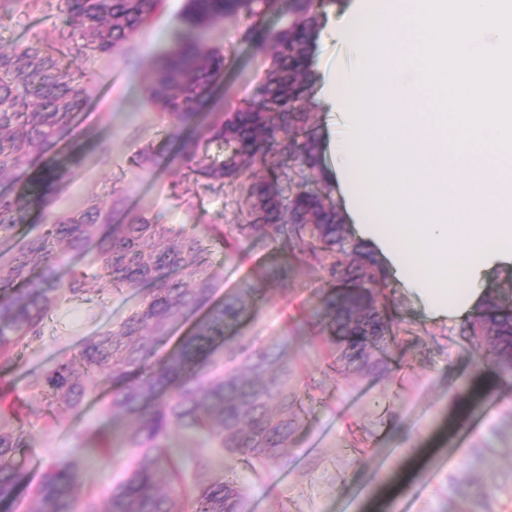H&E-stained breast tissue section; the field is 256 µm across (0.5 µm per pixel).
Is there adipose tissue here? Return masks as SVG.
Masks as SVG:
<instances>
[{
  "mask_svg": "<svg viewBox=\"0 0 512 512\" xmlns=\"http://www.w3.org/2000/svg\"><path fill=\"white\" fill-rule=\"evenodd\" d=\"M364 0L329 11L325 32L351 42L353 62L327 71L322 103L344 120L331 141L334 177L359 237L438 319L473 315L486 276L512 267V155H471L427 121L429 88L413 86L403 16L415 0H390L361 20Z\"/></svg>",
  "mask_w": 512,
  "mask_h": 512,
  "instance_id": "adipose-tissue-1",
  "label": "adipose tissue"
}]
</instances>
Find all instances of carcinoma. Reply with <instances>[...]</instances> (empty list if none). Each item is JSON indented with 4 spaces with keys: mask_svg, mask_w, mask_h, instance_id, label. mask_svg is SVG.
I'll list each match as a JSON object with an SVG mask.
<instances>
[{
    "mask_svg": "<svg viewBox=\"0 0 512 512\" xmlns=\"http://www.w3.org/2000/svg\"><path fill=\"white\" fill-rule=\"evenodd\" d=\"M63 3L70 31L58 53L38 43H0V177L21 157L54 145L87 100L82 83L63 71L60 56L114 53L147 23L159 0ZM276 3L187 0L177 43L156 72L149 100L175 121L194 119L197 106L224 77V53L205 46L202 33L227 15L244 19L240 40L269 52L270 65L252 100L210 125L206 142L217 145V153L198 158L201 140L190 136L180 154L197 162L195 172L215 180L237 179L248 161L259 159L260 170L244 182L247 223L229 225L228 234H270L284 252L318 262L334 288L325 302L323 330L339 344L340 371L382 367L376 352L383 350L392 325L388 305L379 300L385 276L377 259L348 237L330 193L310 187L324 181L314 100L316 52L323 17L336 0H287L285 24L268 29L265 20ZM59 179L55 160L48 158L30 177V191L44 199ZM24 220L21 206L0 193V238ZM61 241L78 254L93 250L96 273H59L63 254L54 244ZM349 255L357 265L341 268V257ZM34 262L43 275L18 286ZM207 264L199 239L185 229L141 216L110 224L99 210L48 212L38 235L0 254L1 366L19 367L17 348L42 340L59 297L151 285L119 325L88 337L74 357L26 375L48 406L73 413L82 411L94 383H110L112 395L100 411L135 420L103 448L107 462L116 461L122 449L131 450L108 490L106 507L91 493L78 500L83 461L73 455L44 469L28 512H245L234 464L249 459L281 464L301 419L294 372L271 348L227 355L217 350L224 324L238 318L244 298L212 304L215 285L205 277ZM203 309L206 314L179 348L155 361L157 347ZM470 328L474 335L486 332L480 337L484 354L501 373L512 375V312L491 299ZM175 431L201 448L221 449L224 480L186 483L188 461L174 445ZM31 438L19 418L0 414V501L13 499L23 481L14 457Z\"/></svg>",
    "mask_w": 512,
    "mask_h": 512,
    "instance_id": "carcinoma-1",
    "label": "carcinoma"
}]
</instances>
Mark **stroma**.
Here are the masks:
<instances>
[{"label":"stroma","mask_w":512,"mask_h":512,"mask_svg":"<svg viewBox=\"0 0 512 512\" xmlns=\"http://www.w3.org/2000/svg\"><path fill=\"white\" fill-rule=\"evenodd\" d=\"M184 6L185 0H162L118 55L65 59L90 99L56 149L64 177L50 193V212L97 208L112 211L117 224L142 215L185 227L210 252L215 301L256 289L225 328L224 344L280 348L294 370L303 412L286 464H237L247 512H512V378L481 353L469 321L433 318L421 299L388 278L389 368L340 375L332 364L336 346L322 331L330 286L319 266L285 258L269 236L220 243V230L241 221L244 197L183 163L176 155L182 125L148 102L154 68L177 39ZM242 24L227 16L204 33L207 46L222 49L226 61L222 84L201 107L205 119L192 125L195 135L249 99L268 67L267 53L240 42ZM69 30L61 0H21L0 17L6 43L58 40ZM145 293L141 287L58 302L43 341L19 347L23 371L0 368V386L33 433L16 457L26 486L76 453L84 463L80 492L106 495L118 478L120 465H103L99 453L100 435L127 423L99 411L109 386L96 387L81 413L53 414L24 373L71 357L87 337L121 323ZM463 387L467 397L456 398ZM476 416L482 425L466 431ZM406 464L414 477L395 486Z\"/></svg>","instance_id":"1"}]
</instances>
